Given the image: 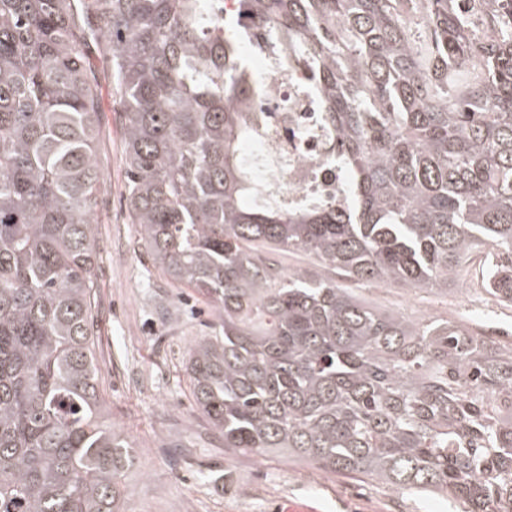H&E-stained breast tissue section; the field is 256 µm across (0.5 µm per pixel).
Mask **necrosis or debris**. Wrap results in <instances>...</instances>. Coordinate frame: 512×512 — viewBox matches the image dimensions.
I'll return each instance as SVG.
<instances>
[{
	"label": "necrosis or debris",
	"mask_w": 512,
	"mask_h": 512,
	"mask_svg": "<svg viewBox=\"0 0 512 512\" xmlns=\"http://www.w3.org/2000/svg\"><path fill=\"white\" fill-rule=\"evenodd\" d=\"M251 53L264 75L263 93L254 101L263 127L248 146V163L286 205L307 200L344 204L339 137L315 81L307 69L272 57L265 46H253Z\"/></svg>",
	"instance_id": "obj_1"
}]
</instances>
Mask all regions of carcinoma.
Segmentation results:
<instances>
[{
  "label": "carcinoma",
  "instance_id": "obj_1",
  "mask_svg": "<svg viewBox=\"0 0 512 512\" xmlns=\"http://www.w3.org/2000/svg\"><path fill=\"white\" fill-rule=\"evenodd\" d=\"M236 2L242 32L219 0H0V512H128L135 458L107 422L92 347L104 181L90 37L110 54L131 223L224 318L186 364L224 451L512 512V342L336 286L339 273L446 293L484 250V291L512 305V29L482 41L462 0H419L421 50L410 0ZM483 2L512 19V0ZM245 41L312 71L345 206L288 207L245 163L262 131ZM257 244L320 270L288 272Z\"/></svg>",
  "mask_w": 512,
  "mask_h": 512
}]
</instances>
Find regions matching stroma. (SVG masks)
<instances>
[{
	"mask_svg": "<svg viewBox=\"0 0 512 512\" xmlns=\"http://www.w3.org/2000/svg\"><path fill=\"white\" fill-rule=\"evenodd\" d=\"M87 59L102 96L98 145L105 186L91 229L96 266L95 364L99 393L113 427L132 445L129 512H448L440 498H418L367 481L324 474L279 457H230L197 407L186 373L193 344L220 336L215 306L180 287L145 253L139 225L126 210L127 179L118 105L105 54ZM482 254L466 284L448 294L405 291L384 284L336 283L366 305L411 318L466 325L512 341V306L481 288Z\"/></svg>",
	"mask_w": 512,
	"mask_h": 512,
	"instance_id": "35a3bbf8",
	"label": "stroma"
}]
</instances>
